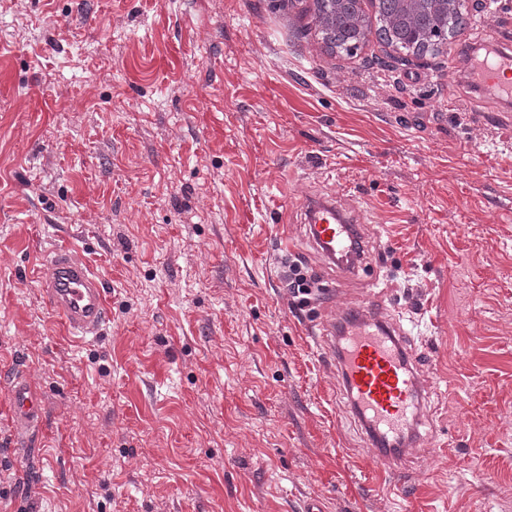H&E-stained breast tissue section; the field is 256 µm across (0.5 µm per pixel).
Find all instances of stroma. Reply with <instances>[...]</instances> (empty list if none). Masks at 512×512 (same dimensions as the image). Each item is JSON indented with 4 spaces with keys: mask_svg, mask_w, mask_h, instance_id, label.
Returning a JSON list of instances; mask_svg holds the SVG:
<instances>
[{
    "mask_svg": "<svg viewBox=\"0 0 512 512\" xmlns=\"http://www.w3.org/2000/svg\"><path fill=\"white\" fill-rule=\"evenodd\" d=\"M312 0H0V512H512V102L471 91L512 0L434 65L330 50ZM333 201L352 280L310 246ZM103 279L67 336L37 271ZM409 323L433 465L380 473L288 256ZM43 418L15 451L14 379ZM45 307L80 340L96 339L111 316L101 277L73 248L61 245L39 270Z\"/></svg>",
    "mask_w": 512,
    "mask_h": 512,
    "instance_id": "1",
    "label": "stroma"
}]
</instances>
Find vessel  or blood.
I'll return each mask as SVG.
<instances>
[{
    "instance_id": "1",
    "label": "vessel or blood",
    "mask_w": 512,
    "mask_h": 512,
    "mask_svg": "<svg viewBox=\"0 0 512 512\" xmlns=\"http://www.w3.org/2000/svg\"><path fill=\"white\" fill-rule=\"evenodd\" d=\"M475 84L511 97L512 47L503 46L494 59L480 63ZM307 234L340 276L355 274L360 260L351 243L360 234L358 225L349 223L335 207L320 206L310 212ZM39 282L45 307L68 332L81 340L100 335L111 316L107 292L101 277L73 248H56L43 261ZM315 339L326 359L335 364L350 406L373 429L366 443L373 447L376 462L391 466L396 477H405L407 460L399 449L416 432L426 410L419 379L393 330L384 325L378 311L356 305L322 322ZM11 398L16 431L37 426L41 406L31 387L13 384Z\"/></svg>"
}]
</instances>
